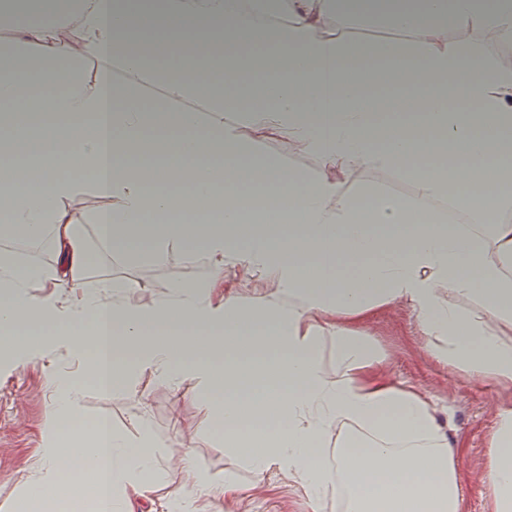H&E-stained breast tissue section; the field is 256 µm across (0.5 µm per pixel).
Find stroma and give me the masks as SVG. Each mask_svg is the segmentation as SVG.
<instances>
[{"mask_svg": "<svg viewBox=\"0 0 512 512\" xmlns=\"http://www.w3.org/2000/svg\"><path fill=\"white\" fill-rule=\"evenodd\" d=\"M115 274L142 281L149 296H163L177 281H201L208 275L206 260L184 264L171 257L167 264L116 262ZM411 312L400 304L381 307L369 332L387 355L386 370L396 383H407L445 410L452 433L464 450L458 464L464 475L462 512H484L486 484L485 436L503 402L491 387L475 380L455 379L435 363L415 334ZM143 406L124 393L104 394L86 385L82 403L85 420L106 416L122 429H132L136 411H143L158 441L182 442L197 465L213 476L232 475L248 483L252 474L240 455L218 444L210 416L194 383L174 393L142 382ZM49 402L41 363L0 371V512L28 480L38 459L41 432L48 421ZM208 512H310L302 489L277 467H270L261 487L235 501H214Z\"/></svg>", "mask_w": 512, "mask_h": 512, "instance_id": "stroma-1", "label": "stroma"}]
</instances>
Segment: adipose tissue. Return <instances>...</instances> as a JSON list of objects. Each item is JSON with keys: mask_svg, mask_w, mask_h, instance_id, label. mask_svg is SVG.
I'll return each mask as SVG.
<instances>
[{"mask_svg": "<svg viewBox=\"0 0 512 512\" xmlns=\"http://www.w3.org/2000/svg\"><path fill=\"white\" fill-rule=\"evenodd\" d=\"M452 24L511 39L512 0H0V361L46 360L51 389L11 512H140L157 475L176 512L243 495L185 449L159 464L146 420L76 426L86 383L136 400L144 379L194 382L219 441L311 512L331 494L343 512H461L458 441L367 331L404 305L450 376L512 397V68ZM84 192L107 207L70 212ZM45 237L49 263L12 248ZM102 254L203 259L209 278L148 300L93 276ZM487 456L486 512H512L511 407ZM361 178L367 182H377L388 192L396 195L407 196L411 194L412 185L401 178L396 172L386 171H364Z\"/></svg>", "mask_w": 512, "mask_h": 512, "instance_id": "obj_1", "label": "adipose tissue"}]
</instances>
